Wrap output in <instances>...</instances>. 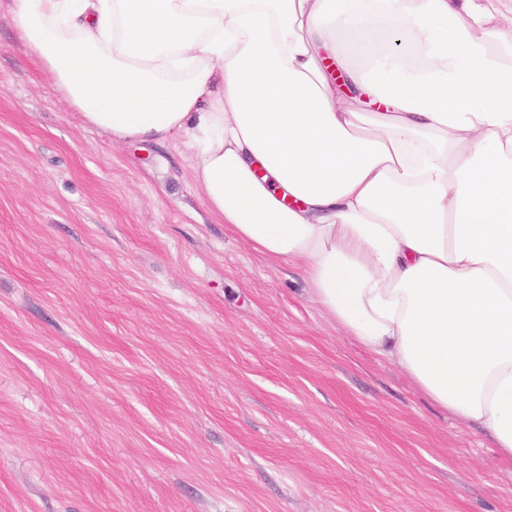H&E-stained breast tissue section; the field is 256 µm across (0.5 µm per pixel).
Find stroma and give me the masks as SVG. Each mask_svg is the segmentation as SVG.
Wrapping results in <instances>:
<instances>
[{"label":"stroma","mask_w":512,"mask_h":512,"mask_svg":"<svg viewBox=\"0 0 512 512\" xmlns=\"http://www.w3.org/2000/svg\"><path fill=\"white\" fill-rule=\"evenodd\" d=\"M0 512H512V464L81 126L0 0Z\"/></svg>","instance_id":"obj_1"}]
</instances>
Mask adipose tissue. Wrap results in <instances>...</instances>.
<instances>
[{"label":"adipose tissue","mask_w":512,"mask_h":512,"mask_svg":"<svg viewBox=\"0 0 512 512\" xmlns=\"http://www.w3.org/2000/svg\"><path fill=\"white\" fill-rule=\"evenodd\" d=\"M82 126L197 194L512 463V16L500 0H13Z\"/></svg>","instance_id":"1"}]
</instances>
